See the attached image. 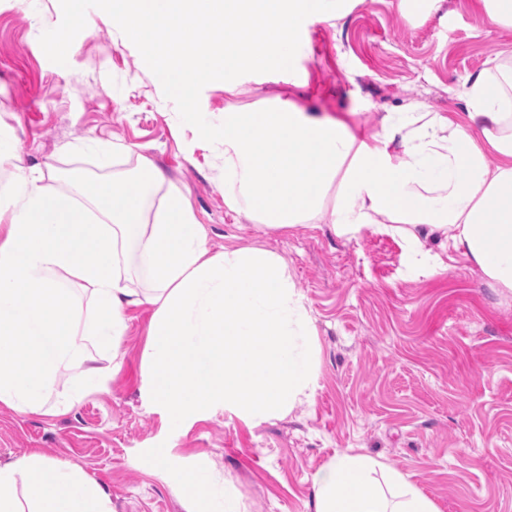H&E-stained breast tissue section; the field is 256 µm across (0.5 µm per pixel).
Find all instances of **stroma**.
I'll use <instances>...</instances> for the list:
<instances>
[{
    "instance_id": "stroma-1",
    "label": "stroma",
    "mask_w": 512,
    "mask_h": 512,
    "mask_svg": "<svg viewBox=\"0 0 512 512\" xmlns=\"http://www.w3.org/2000/svg\"><path fill=\"white\" fill-rule=\"evenodd\" d=\"M87 15L94 28L60 66L39 42L61 22L59 0H0V128L61 190L66 172L124 180L150 158L169 189L189 196L212 252L259 246L283 256L314 318L316 378L281 419L249 424L217 407L172 423L142 377L153 310L135 307L120 367L98 389L48 414L0 405V463L39 452L80 466L112 512H185L173 488L188 470L223 484L241 512H314L313 474L361 453L403 474L439 512H512V292L454 253L446 272L411 268L399 238L371 229L352 241L322 224L257 230L224 204L223 143L181 123L105 12ZM300 45L293 73L243 75L234 96L207 84V120L275 96L347 117L367 135L411 103L461 112L469 77L512 53V30L485 24L471 0H445L428 16L418 0H364L340 22L304 20ZM91 139L119 147L113 166L99 167Z\"/></svg>"
}]
</instances>
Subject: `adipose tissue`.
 I'll use <instances>...</instances> for the list:
<instances>
[{
	"label": "adipose tissue",
	"mask_w": 512,
	"mask_h": 512,
	"mask_svg": "<svg viewBox=\"0 0 512 512\" xmlns=\"http://www.w3.org/2000/svg\"><path fill=\"white\" fill-rule=\"evenodd\" d=\"M464 111L388 113L364 136L299 101L224 114V203L257 229L327 224L352 240L373 228L399 237L408 263L447 271L454 250L495 286L512 291V97L470 77ZM496 161H489L488 153ZM14 190L0 199V404L43 411L60 375L80 374L67 402L101 385L118 356L126 311L151 306L142 352L151 399L174 421L224 407L254 421L280 418L309 396L314 319L284 258L260 247L212 252L187 195L166 193L162 171L141 160L131 181L107 185L94 208L27 168L16 138L0 131V164ZM160 193L154 216L149 195ZM441 237L440 252L427 242ZM147 287H132L129 270ZM90 293L86 310L74 287ZM375 462L336 456L313 477L315 512H438L417 487ZM186 507L239 512L223 485L194 473ZM0 512H112L105 488L79 468L30 453L0 465Z\"/></svg>",
	"instance_id": "obj_1"
}]
</instances>
